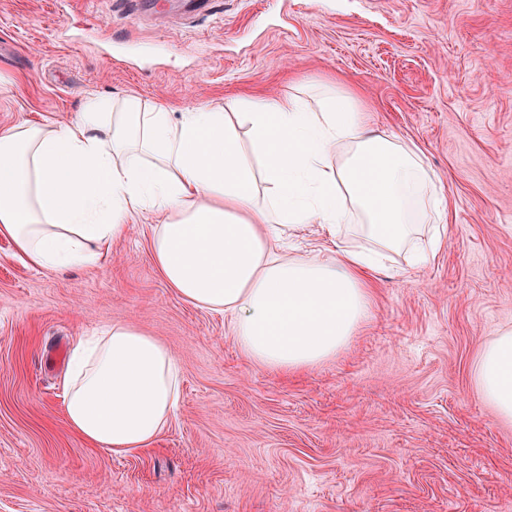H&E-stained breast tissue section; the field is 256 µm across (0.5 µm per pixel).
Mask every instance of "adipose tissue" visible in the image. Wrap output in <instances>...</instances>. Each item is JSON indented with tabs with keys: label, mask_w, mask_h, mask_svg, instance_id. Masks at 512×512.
<instances>
[{
	"label": "adipose tissue",
	"mask_w": 512,
	"mask_h": 512,
	"mask_svg": "<svg viewBox=\"0 0 512 512\" xmlns=\"http://www.w3.org/2000/svg\"><path fill=\"white\" fill-rule=\"evenodd\" d=\"M437 180L416 145L374 127L339 87L317 112L290 94L176 120L136 96L90 92L76 121L0 128V237L35 267H92L138 216L159 214L151 252L168 287L228 318L249 361L291 374L347 347L369 314V274L437 251L436 236L419 247L441 208ZM314 224L327 257L289 245ZM346 224L360 246L342 239ZM70 364L67 424L97 447H146L174 419L178 362L132 324L80 339ZM473 376L512 419V328L483 347Z\"/></svg>",
	"instance_id": "obj_1"
}]
</instances>
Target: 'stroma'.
Masks as SVG:
<instances>
[{"label":"stroma","instance_id":"obj_1","mask_svg":"<svg viewBox=\"0 0 512 512\" xmlns=\"http://www.w3.org/2000/svg\"><path fill=\"white\" fill-rule=\"evenodd\" d=\"M186 0L110 21L85 0H0V127L70 121L85 92L180 113L333 83L439 175L445 238L375 274L349 348L284 375L248 361L223 316L159 276L147 213L98 265L27 264L0 238V512H512V422L476 390L512 326V0ZM170 43L128 49L126 33ZM116 321L181 369L147 447L91 446L64 417L69 352Z\"/></svg>","mask_w":512,"mask_h":512}]
</instances>
